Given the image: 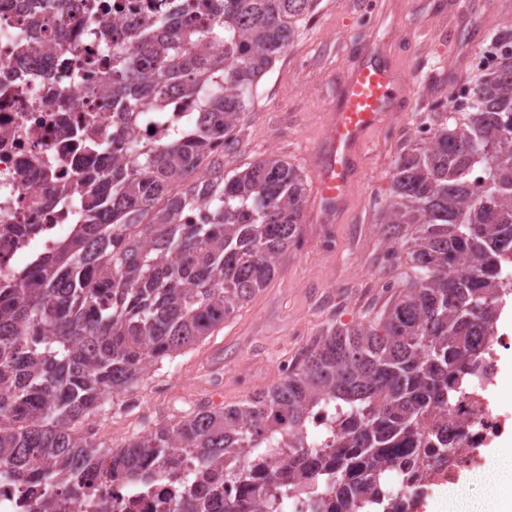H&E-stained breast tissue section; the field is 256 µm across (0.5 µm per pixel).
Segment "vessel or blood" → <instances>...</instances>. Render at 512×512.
<instances>
[{"label": "vessel or blood", "mask_w": 512, "mask_h": 512, "mask_svg": "<svg viewBox=\"0 0 512 512\" xmlns=\"http://www.w3.org/2000/svg\"><path fill=\"white\" fill-rule=\"evenodd\" d=\"M398 89L394 69L373 57L361 61L347 76L316 171V196L323 216L333 215L345 197L358 173L365 135L390 111Z\"/></svg>", "instance_id": "vessel-or-blood-1"}]
</instances>
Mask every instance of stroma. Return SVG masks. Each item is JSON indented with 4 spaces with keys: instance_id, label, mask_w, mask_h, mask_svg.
Returning a JSON list of instances; mask_svg holds the SVG:
<instances>
[{
    "instance_id": "1",
    "label": "stroma",
    "mask_w": 512,
    "mask_h": 512,
    "mask_svg": "<svg viewBox=\"0 0 512 512\" xmlns=\"http://www.w3.org/2000/svg\"><path fill=\"white\" fill-rule=\"evenodd\" d=\"M383 2L387 11L364 29L356 23L364 0H317L315 12L302 16L287 50L260 80L224 168L242 169L269 153L295 165L306 188L300 243L223 328L159 360L134 388L97 412L110 428L111 447L131 438L129 401L152 409L161 424L203 404L244 401L279 380L281 357L300 358L328 331L382 312L391 285L403 284L410 261L403 250L391 249L381 231L397 159L415 142L413 126L480 74L478 62L494 34L512 21V0ZM372 49L393 66L405 93L368 133L358 174L326 221L314 192L316 164L343 79Z\"/></svg>"
}]
</instances>
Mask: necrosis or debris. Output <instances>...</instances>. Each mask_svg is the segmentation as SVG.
Returning a JSON list of instances; mask_svg holds the SVG:
<instances>
[{
    "label": "necrosis or debris",
    "instance_id": "4bbe7bcc",
    "mask_svg": "<svg viewBox=\"0 0 512 512\" xmlns=\"http://www.w3.org/2000/svg\"><path fill=\"white\" fill-rule=\"evenodd\" d=\"M174 0H112L110 42L79 24L61 0H0V282H17L35 253L58 245L76 222L80 192L48 191L51 177L67 181L88 164H112L111 151L90 153L85 142L112 140L116 122L108 90L113 50L131 55V30L146 32L152 17ZM43 21L32 29L31 17ZM160 118L128 125L131 138L161 142L200 110L197 96L171 95ZM448 411L452 439L421 472L416 489L400 494V512H426L435 494L461 475L482 473L487 452L512 444V396L501 378L512 367V323L502 322L493 346ZM91 481L112 512H168L184 486L158 480L146 486Z\"/></svg>",
    "mask_w": 512,
    "mask_h": 512
}]
</instances>
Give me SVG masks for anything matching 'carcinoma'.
<instances>
[{
  "label": "carcinoma",
  "mask_w": 512,
  "mask_h": 512,
  "mask_svg": "<svg viewBox=\"0 0 512 512\" xmlns=\"http://www.w3.org/2000/svg\"><path fill=\"white\" fill-rule=\"evenodd\" d=\"M99 25L96 0H62ZM317 0H184L138 40L143 66L114 59L112 108L128 124L164 112L174 91L198 96L195 125L162 143H124L112 167L78 177V227L23 275L0 283V466L89 500L88 475L117 483L159 474L201 490L171 512H387L390 480L412 483L448 447L442 412L491 346L501 261L512 253V24L486 73L433 136L403 150L383 234L411 262L382 313L329 332L267 391L162 424L112 450L75 426L135 386L158 360L224 324L275 275L299 240L304 179L270 153L224 172L259 80ZM205 204L204 224L183 213ZM336 411V445L312 439L318 409ZM201 464L181 467V452ZM237 484V498L224 488Z\"/></svg>",
  "instance_id": "carcinoma-1"
}]
</instances>
